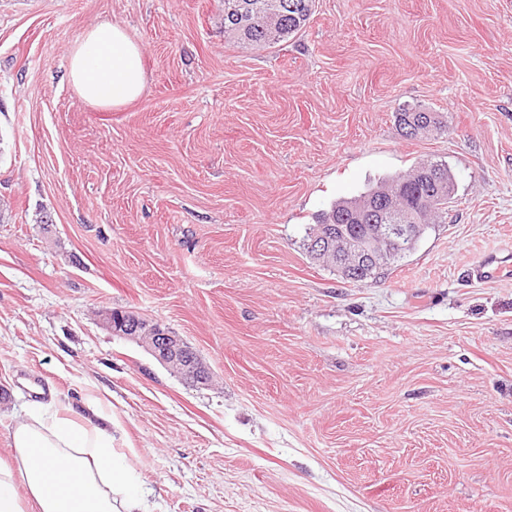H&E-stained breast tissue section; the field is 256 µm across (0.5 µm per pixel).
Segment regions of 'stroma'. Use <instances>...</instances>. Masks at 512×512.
<instances>
[{
	"instance_id": "stroma-1",
	"label": "stroma",
	"mask_w": 512,
	"mask_h": 512,
	"mask_svg": "<svg viewBox=\"0 0 512 512\" xmlns=\"http://www.w3.org/2000/svg\"><path fill=\"white\" fill-rule=\"evenodd\" d=\"M103 22L144 52L113 109L66 78ZM405 105L447 132L403 137ZM426 157L456 194L401 265L311 262L317 214ZM488 253L512 258V0H316L261 50L225 38L224 0H0V458L30 404L96 399L151 512H512ZM105 309L169 327L212 384ZM126 312L130 317L128 325L117 324L112 310L101 313L102 324L120 337L138 342L158 363L175 368L183 379L194 386H208L211 381L210 369L180 336L161 323L150 324L135 313L131 314L132 311Z\"/></svg>"
}]
</instances>
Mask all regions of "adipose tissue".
Instances as JSON below:
<instances>
[{"mask_svg": "<svg viewBox=\"0 0 512 512\" xmlns=\"http://www.w3.org/2000/svg\"><path fill=\"white\" fill-rule=\"evenodd\" d=\"M67 76L85 102L124 106L145 90L143 50L124 28L98 24L74 42ZM119 439L92 402L29 411L11 432L16 456L0 460V512H149Z\"/></svg>", "mask_w": 512, "mask_h": 512, "instance_id": "adipose-tissue-1", "label": "adipose tissue"}]
</instances>
